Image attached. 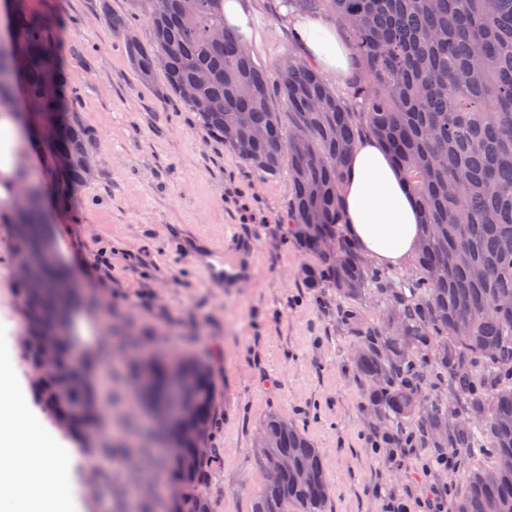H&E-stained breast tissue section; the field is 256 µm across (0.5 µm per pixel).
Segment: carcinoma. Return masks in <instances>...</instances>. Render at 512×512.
<instances>
[{
	"instance_id": "1",
	"label": "carcinoma",
	"mask_w": 512,
	"mask_h": 512,
	"mask_svg": "<svg viewBox=\"0 0 512 512\" xmlns=\"http://www.w3.org/2000/svg\"><path fill=\"white\" fill-rule=\"evenodd\" d=\"M222 0H135L152 38L125 40L144 80L161 71L181 103L214 137L258 172L288 166L296 238L319 263L304 268L308 288L329 284L337 300L376 289L377 322L338 308L358 340L352 371L366 409L398 448H473L494 459L466 473L467 493L448 512H512V0H288L297 15L328 14L352 37L358 75L344 90L309 63L288 56L278 67L283 111L271 106L266 73L241 37L224 28ZM25 40L30 100L42 104L68 169L64 194L93 168L94 134L68 115L75 92L58 85L59 54L45 20L17 16ZM16 47L0 39V93L14 82ZM368 131L390 151L426 228L416 273L393 280L372 271L338 232L341 191L358 136ZM13 232V260L37 253L43 229L39 195L29 193ZM35 282H18L23 349L35 399L86 442L104 429L92 397L93 369L115 357L84 353L67 267L38 262ZM215 388L206 363L180 355L153 362L132 396L153 413L176 416L171 437L150 448L119 449L138 464L132 474L154 483L177 478L161 512H211L207 466ZM261 463L288 461L265 481L253 512H324L329 499L320 449L287 417L272 413L258 439Z\"/></svg>"
}]
</instances>
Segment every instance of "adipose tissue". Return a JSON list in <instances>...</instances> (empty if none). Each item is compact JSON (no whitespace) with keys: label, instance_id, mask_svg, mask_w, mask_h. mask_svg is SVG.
I'll use <instances>...</instances> for the list:
<instances>
[{"label":"adipose tissue","instance_id":"ef3b65f1","mask_svg":"<svg viewBox=\"0 0 512 512\" xmlns=\"http://www.w3.org/2000/svg\"><path fill=\"white\" fill-rule=\"evenodd\" d=\"M302 56L334 78L353 72L348 50L333 23L306 16L284 23ZM14 97L0 102V210L11 211L21 196L19 171L36 163L33 132L19 119ZM343 222L366 259L382 268L412 262L425 235L414 200L382 143L361 134L342 192ZM16 371L0 362V512H76L77 488L65 474L78 467L74 449L58 452L36 435L13 398Z\"/></svg>","mask_w":512,"mask_h":512}]
</instances>
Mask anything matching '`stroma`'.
I'll use <instances>...</instances> for the list:
<instances>
[{"mask_svg":"<svg viewBox=\"0 0 512 512\" xmlns=\"http://www.w3.org/2000/svg\"><path fill=\"white\" fill-rule=\"evenodd\" d=\"M104 1L149 39L131 0H9L12 11L50 21L63 83L78 92L72 109L95 135L96 174L65 197L51 130L40 115L30 118L42 149L30 177L44 193L49 242L93 298L81 312L83 347L118 344L127 333L136 342L126 362L94 377L106 433L146 424L125 384L133 362L176 351L207 362L217 386L212 445L222 461L208 472L211 512H252L263 491L256 437L273 411L294 418L323 452L326 512H384L389 497L408 489L423 499L434 485L463 497L465 482H449L434 449L394 459L378 446L363 384L348 367L356 338L337 310L370 322L379 310L369 295L340 302L333 289L304 287L299 272L317 258L289 231L287 171H253L171 94L164 73L142 82L103 21ZM277 24L275 10L256 13L261 43L251 52L273 82L293 50ZM221 258L245 259L246 286L223 288L207 276ZM21 338V329L0 324V357L14 364L25 401L32 394ZM125 478L121 470L92 479L78 471L79 512H126Z\"/></svg>","mask_w":512,"mask_h":512,"instance_id":"1","label":"stroma"}]
</instances>
